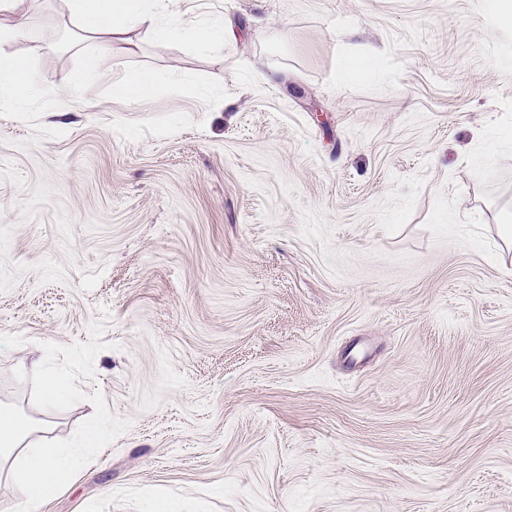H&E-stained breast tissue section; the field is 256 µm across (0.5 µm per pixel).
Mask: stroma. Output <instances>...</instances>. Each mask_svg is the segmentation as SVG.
Masks as SVG:
<instances>
[{
	"label": "stroma",
	"mask_w": 512,
	"mask_h": 512,
	"mask_svg": "<svg viewBox=\"0 0 512 512\" xmlns=\"http://www.w3.org/2000/svg\"><path fill=\"white\" fill-rule=\"evenodd\" d=\"M175 8L235 41L82 51L28 0L0 44L43 87L0 99V404L107 432L39 512H512V30L486 0ZM159 80V76L152 71L140 72L131 80L116 84L113 94L126 100L147 101L152 97ZM30 372L39 380L40 397L46 406L54 404L69 389V381L64 375L43 370V357L31 363Z\"/></svg>",
	"instance_id": "1"
}]
</instances>
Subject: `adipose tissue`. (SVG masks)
I'll list each match as a JSON object with an SVG mask.
<instances>
[{"label": "adipose tissue", "mask_w": 512, "mask_h": 512, "mask_svg": "<svg viewBox=\"0 0 512 512\" xmlns=\"http://www.w3.org/2000/svg\"><path fill=\"white\" fill-rule=\"evenodd\" d=\"M82 42L123 38L144 29L159 40L223 46L232 31L225 22H193L167 14L164 0H71ZM37 81L27 59L0 52V96L15 104L32 97ZM50 423H33L10 407L0 406V470L34 503H46L71 477L84 451L51 435Z\"/></svg>", "instance_id": "ef3b65f1"}]
</instances>
